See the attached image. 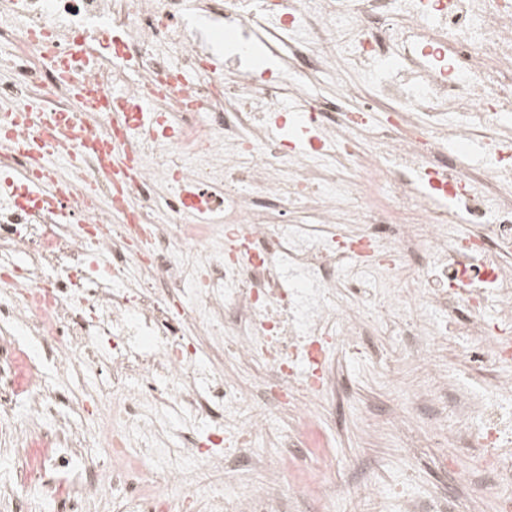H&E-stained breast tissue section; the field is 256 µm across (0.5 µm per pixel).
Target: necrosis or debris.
Instances as JSON below:
<instances>
[{
    "instance_id": "obj_1",
    "label": "necrosis or debris",
    "mask_w": 512,
    "mask_h": 512,
    "mask_svg": "<svg viewBox=\"0 0 512 512\" xmlns=\"http://www.w3.org/2000/svg\"><path fill=\"white\" fill-rule=\"evenodd\" d=\"M194 24L213 44L236 30L232 75L192 46ZM258 41L278 78L247 70ZM344 71L357 81L305 97ZM300 97L323 137L291 156L269 118ZM144 99L156 120L129 141L117 194L89 138L134 124ZM22 113L69 122L48 134L72 160L51 192H36L40 163L13 135ZM510 114L512 0H0V453L13 464L0 512H92L106 483L119 512H288L314 493L335 512L330 356L339 341L367 348L373 324L430 378L389 412L391 434L447 386L435 351L449 335L487 379L457 404L464 432L432 436L485 448L481 482L457 472L402 512H457L473 493L512 512ZM461 138L482 140L489 163L459 168ZM348 213L362 229L343 236ZM459 223L470 232L449 236ZM101 252L111 265L88 271ZM285 262L313 288L285 287ZM19 334L58 369L101 361L107 395L61 417ZM204 343L253 378L201 367ZM158 404L221 410L215 447L186 437L184 463L167 465L147 416ZM193 467L218 475L215 491Z\"/></svg>"
}]
</instances>
